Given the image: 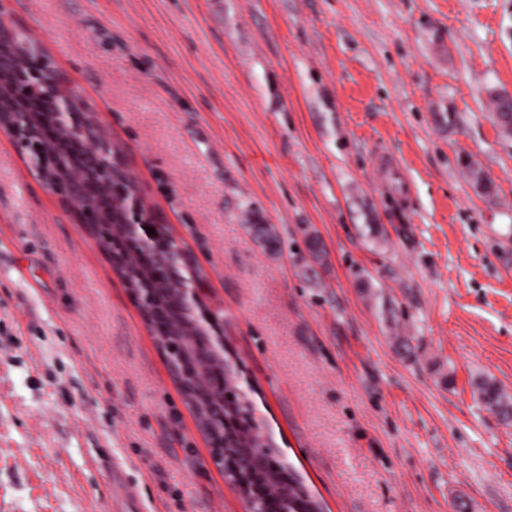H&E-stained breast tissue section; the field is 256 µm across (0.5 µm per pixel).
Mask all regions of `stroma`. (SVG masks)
<instances>
[{"label":"stroma","instance_id":"1","mask_svg":"<svg viewBox=\"0 0 512 512\" xmlns=\"http://www.w3.org/2000/svg\"><path fill=\"white\" fill-rule=\"evenodd\" d=\"M9 20L193 252L323 512H512V421L471 386L512 393V136L492 104L512 96V0H12ZM381 147L406 198L376 187ZM111 504L246 510L137 300L0 133V512ZM252 223L246 224L247 231L270 254L278 255L281 252L279 236L271 224H258V218L253 217ZM477 399L501 420H512V395L501 388L491 377L479 376L473 382Z\"/></svg>","mask_w":512,"mask_h":512}]
</instances>
